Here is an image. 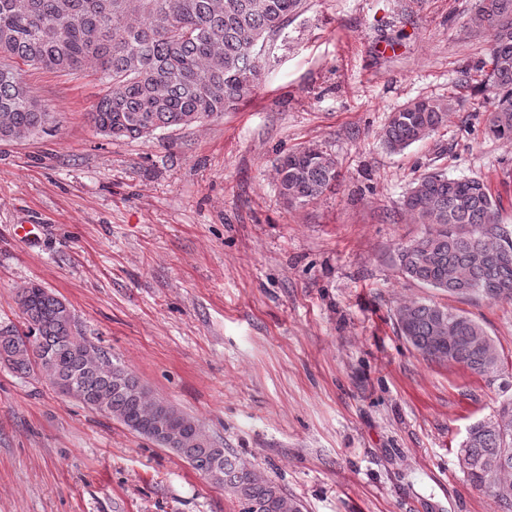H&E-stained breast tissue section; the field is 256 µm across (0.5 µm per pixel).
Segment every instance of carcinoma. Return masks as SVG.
Wrapping results in <instances>:
<instances>
[{"instance_id":"carcinoma-1","label":"carcinoma","mask_w":512,"mask_h":512,"mask_svg":"<svg viewBox=\"0 0 512 512\" xmlns=\"http://www.w3.org/2000/svg\"><path fill=\"white\" fill-rule=\"evenodd\" d=\"M304 0H0V61L75 72L92 63L107 90L88 113L95 130L110 138L144 140L161 130H182L233 112L260 89L265 45L288 27ZM474 20L490 35L489 69L480 91L490 100L487 132L512 140V0H476ZM450 104L421 98L392 113L382 138L392 152L423 140L448 119ZM51 113L12 67L0 64V141H21L47 129ZM287 205L308 204L336 185L337 162L318 147L284 155L276 168ZM405 212L428 226L425 236L397 254L402 274L452 295L478 293L512 301V237L498 224L500 198L480 178L428 173L403 200ZM23 323L0 324V364L29 376L40 373L60 392L99 411L137 435L186 460L211 483L227 489L242 507L272 506L286 497L275 481L243 474L242 462L199 431V423L155 398L141 380L112 363L92 343L73 310L54 293L30 283L17 295ZM402 336L425 358L487 375L502 364L494 340L464 313L411 302L399 308ZM169 412L180 438L162 443L148 427ZM500 425L473 424L460 448L469 483L504 509H512V397L500 402ZM500 460L494 468L489 461Z\"/></svg>"}]
</instances>
